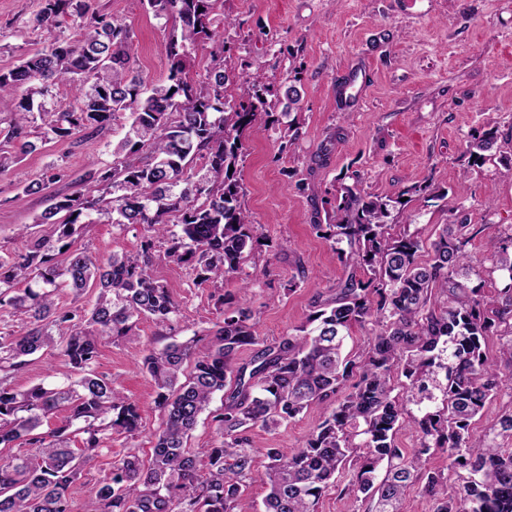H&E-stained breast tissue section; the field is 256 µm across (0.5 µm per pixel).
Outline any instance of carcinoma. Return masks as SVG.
I'll use <instances>...</instances> for the list:
<instances>
[{"mask_svg":"<svg viewBox=\"0 0 512 512\" xmlns=\"http://www.w3.org/2000/svg\"><path fill=\"white\" fill-rule=\"evenodd\" d=\"M219 3L141 0L155 16L173 20L163 84L146 83L133 56V28L101 12L96 0H35L29 29L69 17L79 37L58 38L0 69V96L15 100L12 149L0 147V171L36 150L33 137L63 139L124 119L112 164L93 162L85 173L87 192L54 196L34 220L51 231L36 236L23 225L25 250L0 255V307L32 319L25 335L0 336V512H72L71 489L107 435L133 436L142 428L138 403L94 365L103 340L138 339L135 320L168 327L179 315L153 273L156 242L164 241L169 261L191 265L199 284L241 273L262 246L243 184L229 170L239 167L245 133L266 102L258 73L243 78L238 99L224 94L227 49L214 28ZM206 43L213 67L196 83L188 67ZM57 83L75 88L74 104L53 102ZM496 143L492 131L476 138L473 164L483 163ZM393 208L391 199L366 200L343 188L328 222L312 229L336 250L346 277L331 296L314 300L296 333L248 361L238 355L258 338L246 278L236 305L217 298L222 319L207 346L199 348L193 336L149 350L143 369L163 414L155 443L147 458L127 449L112 476L90 490L85 512H235L255 482L268 489L263 512H315L346 473L347 490L369 502V512H400L415 483L433 512H512V448L503 447L512 438V410L479 434L473 428L497 396L512 394V377L503 378L485 351L500 327L499 356L512 363V233L499 241L494 267L509 284L489 297L471 279L470 225H444L422 261L421 237L389 233ZM89 224H141L146 235L136 251L98 260L71 250V238ZM63 285L78 297L94 290L92 308L57 311ZM367 325L365 349L348 358L346 339ZM44 348L60 349L73 376L62 385L15 389L11 379ZM396 373L408 381L401 394ZM219 391L224 408L213 421L220 441L187 447ZM61 408V424L39 432ZM309 409L323 412V420L304 445L291 453L263 449L257 469L251 431L274 430ZM404 423L418 434L412 448L395 443ZM18 444L31 452L3 454ZM437 449L448 456L446 472L428 469Z\"/></svg>","mask_w":512,"mask_h":512,"instance_id":"carcinoma-1","label":"carcinoma"}]
</instances>
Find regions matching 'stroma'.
I'll use <instances>...</instances> for the list:
<instances>
[{
  "instance_id": "35a3bbf8",
  "label": "stroma",
  "mask_w": 512,
  "mask_h": 512,
  "mask_svg": "<svg viewBox=\"0 0 512 512\" xmlns=\"http://www.w3.org/2000/svg\"><path fill=\"white\" fill-rule=\"evenodd\" d=\"M105 12L125 18L136 33L134 54L143 78L161 82L169 74L165 46L170 28L137 0H98ZM33 0H0V68L49 45L59 35L75 36L71 19L31 32L24 20ZM224 43L230 58L228 96H238L242 75L260 72L266 110L257 131L244 141L238 177L266 247L244 268L253 283L249 306L260 344L294 333L311 310L317 292L336 287L344 267L328 242L311 231L324 223L343 187L363 197L396 201L392 234L418 232L431 242L443 225L457 221L449 202L464 210L473 237L467 247L487 295L502 286L490 259L493 243L512 230V0H223ZM367 72L361 99L345 112L336 97L339 77L351 68ZM301 99L291 117L298 134L281 140L269 117L283 112L288 86ZM494 131L498 152L474 165L469 145ZM121 128L100 134L85 130L55 139L0 172V254L25 247L19 226L33 224L56 193L83 190L91 162H112V141ZM59 181L38 194L22 187L49 168ZM438 196L437 205L425 203ZM142 225L124 229L88 225L75 248L104 260L136 251ZM157 278L180 304L172 328L140 319L138 342L105 343L95 365L125 395L137 401L144 428L133 439L113 435L88 466L72 492L73 512H83L91 488L107 478L124 449H150L161 416L154 391L142 372L149 348L205 336L217 318L215 297L236 294L237 279L197 284L191 267L155 258ZM299 286L287 290L289 280ZM70 367L59 352L32 355L12 380L25 390L64 378ZM322 415L309 411L274 431L252 432L263 448L301 447Z\"/></svg>"
}]
</instances>
